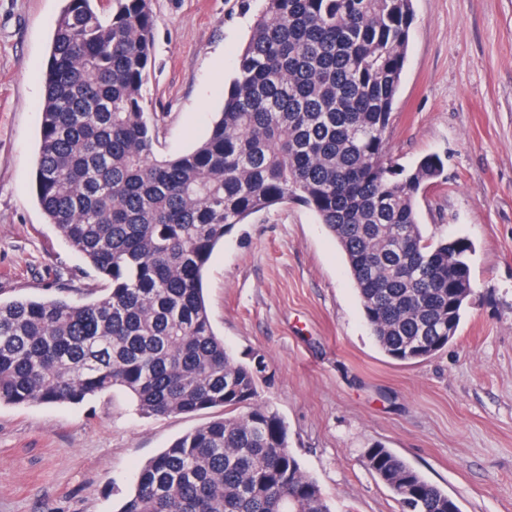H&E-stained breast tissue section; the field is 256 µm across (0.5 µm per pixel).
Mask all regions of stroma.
Here are the masks:
<instances>
[{"instance_id":"stroma-1","label":"stroma","mask_w":512,"mask_h":512,"mask_svg":"<svg viewBox=\"0 0 512 512\" xmlns=\"http://www.w3.org/2000/svg\"><path fill=\"white\" fill-rule=\"evenodd\" d=\"M63 0H0V298L84 301L95 276L47 224L34 189L42 69ZM390 155L439 156L417 199L427 235L462 237L473 291L457 336L414 364L378 350L345 257L306 207L250 216L218 246L203 288L237 360L265 356L261 400L335 512H398L363 466L391 449L461 512H512V0H414ZM145 96L161 151L205 137L254 12L246 0H153ZM217 409L146 417L121 390L80 406L0 405V512H118L139 468Z\"/></svg>"}]
</instances>
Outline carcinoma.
I'll use <instances>...</instances> for the list:
<instances>
[{"label":"carcinoma","instance_id":"1","mask_svg":"<svg viewBox=\"0 0 512 512\" xmlns=\"http://www.w3.org/2000/svg\"><path fill=\"white\" fill-rule=\"evenodd\" d=\"M67 0L44 71L37 201L100 282L95 298L0 300V404H70L115 388L141 414L222 408L149 459L119 512H332L258 400L265 358L213 330L202 274L253 214L288 201L336 239L378 348L406 363L457 334L472 293L463 238H427L416 196L440 158L406 168L389 127L413 0H261L207 136L159 153L144 94L152 0ZM364 467L401 512H460L390 449Z\"/></svg>","mask_w":512,"mask_h":512}]
</instances>
